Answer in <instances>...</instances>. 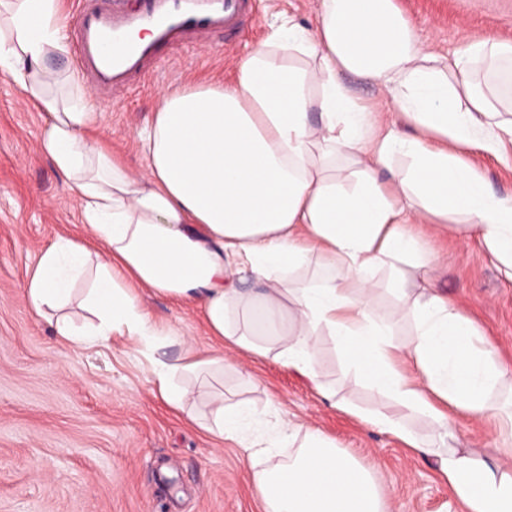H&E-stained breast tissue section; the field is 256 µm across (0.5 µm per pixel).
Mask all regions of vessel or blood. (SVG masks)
Wrapping results in <instances>:
<instances>
[{
    "label": "vessel or blood",
    "instance_id": "1",
    "mask_svg": "<svg viewBox=\"0 0 512 512\" xmlns=\"http://www.w3.org/2000/svg\"><path fill=\"white\" fill-rule=\"evenodd\" d=\"M75 58L93 89L110 92L145 82L182 44L208 46L215 34L237 30L253 0H80ZM149 32V41L139 40Z\"/></svg>",
    "mask_w": 512,
    "mask_h": 512
}]
</instances>
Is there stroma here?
I'll use <instances>...</instances> for the list:
<instances>
[{"label":"stroma","mask_w":512,"mask_h":512,"mask_svg":"<svg viewBox=\"0 0 512 512\" xmlns=\"http://www.w3.org/2000/svg\"><path fill=\"white\" fill-rule=\"evenodd\" d=\"M422 42L445 56L467 40L512 41V0H395ZM320 0H255L251 23L214 48L186 45L146 83L97 96L101 133L134 172L145 159L135 131L152 121L164 89L229 81L266 35L275 14L311 24ZM47 125L17 84L0 79V512H260L236 449L179 417L153 392L148 362L125 337L75 350L28 306L24 284L41 250L84 233L64 178L40 150ZM457 224L435 225L428 275L512 357V282ZM145 306L196 347L209 349L197 307L148 296ZM323 382L363 407L381 394L344 367L326 337L316 339ZM216 375L225 393L321 430L373 468L390 512H459L433 461L324 403L311 383L270 359L225 351ZM254 385L240 384L239 370Z\"/></svg>","instance_id":"35a3bbf8"}]
</instances>
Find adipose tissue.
Here are the masks:
<instances>
[{
  "instance_id": "obj_1",
  "label": "adipose tissue",
  "mask_w": 512,
  "mask_h": 512,
  "mask_svg": "<svg viewBox=\"0 0 512 512\" xmlns=\"http://www.w3.org/2000/svg\"><path fill=\"white\" fill-rule=\"evenodd\" d=\"M0 77L18 84L48 125L41 151L81 209L88 242L42 249L24 288L72 348L135 341L154 390L208 435L241 450L263 512H389L382 484L321 430L187 384L224 368L225 350L270 358L312 384L331 407L434 461L462 512H512V360L434 285L414 224L463 217L512 281V197L494 192L464 155L501 156L512 140V41L427 49L394 0H320L317 25L276 17L240 60L231 84L167 89L134 139V173L99 137L101 114L74 74L46 64L67 50L59 0H0ZM289 56L277 62V53ZM375 86L406 125L387 122L346 83ZM316 265L318 277L293 282ZM394 304L375 305L376 272ZM189 301L214 347L181 340L143 294ZM408 321L407 341L395 339ZM328 337L346 373L381 392L380 407L337 400L321 381L316 339ZM180 343L172 362L160 348ZM429 419L422 434L410 415ZM490 423L501 459L451 447L459 418ZM285 465L262 466L279 448Z\"/></svg>"
}]
</instances>
